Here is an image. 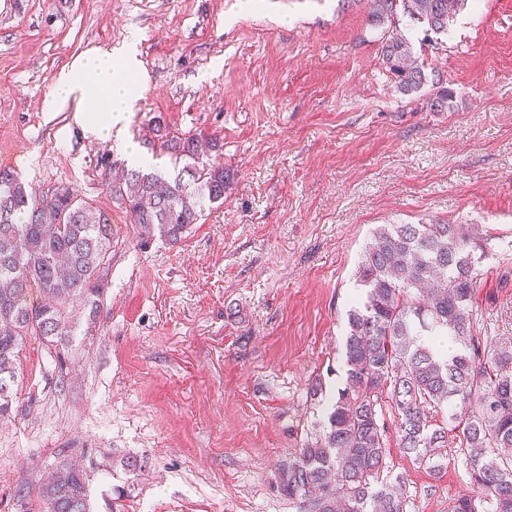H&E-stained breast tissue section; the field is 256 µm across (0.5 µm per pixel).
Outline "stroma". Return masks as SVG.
<instances>
[{
    "label": "stroma",
    "instance_id": "1",
    "mask_svg": "<svg viewBox=\"0 0 512 512\" xmlns=\"http://www.w3.org/2000/svg\"><path fill=\"white\" fill-rule=\"evenodd\" d=\"M366 14L364 0H0V168L39 192L75 188L112 224L96 322L78 315L64 350L20 352L0 512H45L39 486L63 461L82 470L90 512H304L278 468L342 384L378 225L485 226L472 309L512 340V0H469L444 37L402 25L433 74L412 95ZM131 41L147 82L127 133L155 168L173 169L155 124L223 145L224 203L175 243L112 202L127 159L43 109L55 72ZM442 86L455 99L436 112ZM382 408L383 478H404L407 512H450L472 490L459 436L433 474Z\"/></svg>",
    "mask_w": 512,
    "mask_h": 512
}]
</instances>
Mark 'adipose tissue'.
I'll use <instances>...</instances> for the list:
<instances>
[{"label": "adipose tissue", "mask_w": 512, "mask_h": 512, "mask_svg": "<svg viewBox=\"0 0 512 512\" xmlns=\"http://www.w3.org/2000/svg\"><path fill=\"white\" fill-rule=\"evenodd\" d=\"M145 76L135 44L113 50L92 48L54 74L44 109L59 112L72 108L77 123L88 135L113 140L130 163L146 165L149 157L126 133Z\"/></svg>", "instance_id": "1"}]
</instances>
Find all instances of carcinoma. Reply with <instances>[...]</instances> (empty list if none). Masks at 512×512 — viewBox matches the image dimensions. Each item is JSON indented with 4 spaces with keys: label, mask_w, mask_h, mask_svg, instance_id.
Returning a JSON list of instances; mask_svg holds the SVG:
<instances>
[{
    "label": "carcinoma",
    "mask_w": 512,
    "mask_h": 512,
    "mask_svg": "<svg viewBox=\"0 0 512 512\" xmlns=\"http://www.w3.org/2000/svg\"><path fill=\"white\" fill-rule=\"evenodd\" d=\"M466 4L366 0L368 26L383 31L382 64L401 92L415 93L428 80L400 33L403 19L442 35ZM453 99L443 87L431 109L441 112ZM161 149L182 165L178 173L130 169L107 189L144 233L176 242L205 208L224 204V166L205 161L223 144L168 136ZM484 240L480 224H381L372 232L348 313L343 387L322 433L279 467L281 490L302 499L306 512H406L401 480L379 482L385 392L399 447L433 472L443 470L448 429L461 430L474 489L450 512H512V343L477 336L472 314ZM111 251L108 215L78 190L37 197L16 172L0 168V417L28 337L63 347L76 309L95 321ZM34 288L43 295L38 302L30 299ZM443 336L456 345L451 356L437 343ZM442 407L448 428L430 420L429 410ZM41 495L46 512H87L84 476L73 464H59Z\"/></svg>",
    "instance_id": "1"
}]
</instances>
